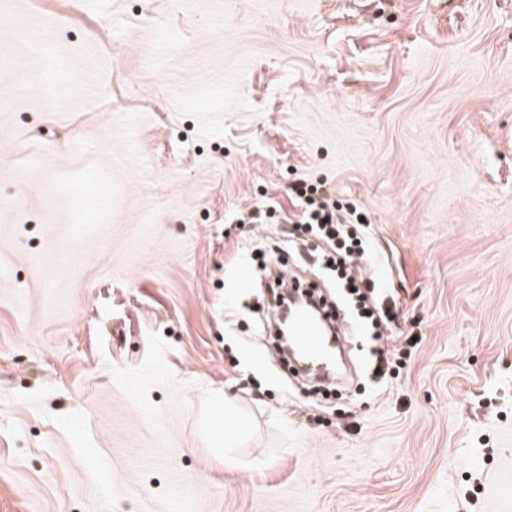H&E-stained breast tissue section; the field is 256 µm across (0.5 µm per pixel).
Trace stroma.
Segmentation results:
<instances>
[{"mask_svg":"<svg viewBox=\"0 0 512 512\" xmlns=\"http://www.w3.org/2000/svg\"><path fill=\"white\" fill-rule=\"evenodd\" d=\"M362 207L417 337L315 405L258 214ZM512 0H0V512H512Z\"/></svg>","mask_w":512,"mask_h":512,"instance_id":"obj_1","label":"stroma"}]
</instances>
